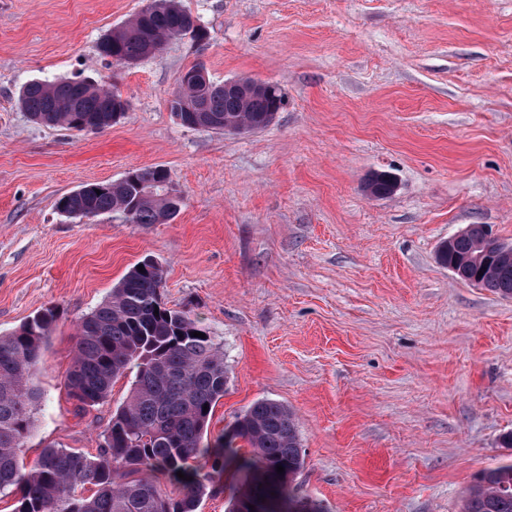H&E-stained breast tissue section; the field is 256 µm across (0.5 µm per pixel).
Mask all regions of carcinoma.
I'll list each match as a JSON object with an SVG mask.
<instances>
[{"instance_id":"1","label":"carcinoma","mask_w":512,"mask_h":512,"mask_svg":"<svg viewBox=\"0 0 512 512\" xmlns=\"http://www.w3.org/2000/svg\"><path fill=\"white\" fill-rule=\"evenodd\" d=\"M191 14L181 0H151L98 43V54L121 64L141 61L148 42L163 46L184 37ZM20 108L38 124L77 129L86 123L104 130L127 109L111 88L89 80H31L18 95ZM283 107L275 85L249 94L226 92L208 81L170 100L178 124L217 132L242 124L256 132ZM162 167L129 171L113 182L88 183L57 201L69 216L95 217L125 212L132 224H163L181 210L183 198L168 191ZM475 241L456 238L439 261L456 276L504 297H512V256H477ZM144 270H138V266ZM483 275H478V272ZM164 270L150 257L132 265L111 293L78 324V340L65 386L78 409L104 402L131 363L137 371L126 401L103 431L97 454L55 445L44 448L27 470L20 452L33 427V411L42 394L35 378L41 349L57 321L55 308L37 312L14 332L0 336V494L17 496L14 512H198L210 492L213 475L233 468L241 491L228 512H240L248 500L275 482L271 512L298 504L291 482L305 465L294 413L283 403L263 398L252 403L214 439L206 442L217 402L228 385L224 353L187 311L162 300ZM251 448L240 453L242 445ZM285 468L277 474L276 467ZM182 472L187 479L177 476ZM176 492L164 491L156 476ZM96 491L85 496L82 489ZM464 512H512V463L481 470L474 478Z\"/></svg>"}]
</instances>
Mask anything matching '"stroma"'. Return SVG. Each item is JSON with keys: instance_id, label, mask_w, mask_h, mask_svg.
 Returning a JSON list of instances; mask_svg holds the SVG:
<instances>
[{"instance_id": "1", "label": "stroma", "mask_w": 512, "mask_h": 512, "mask_svg": "<svg viewBox=\"0 0 512 512\" xmlns=\"http://www.w3.org/2000/svg\"><path fill=\"white\" fill-rule=\"evenodd\" d=\"M148 0H0V336L53 306L23 460L93 454L132 372L79 411L64 379L80 320L139 260L168 307L224 352L209 437L262 398L291 408L318 512H462L478 471L512 462V297L456 278L437 246L465 227L512 244V0H181L207 29L133 66L98 42ZM250 77L285 105L265 129L175 123L182 71ZM91 77L130 103L77 132L30 122L34 78ZM160 166L165 224L61 215L62 195ZM392 175L390 195L366 189Z\"/></svg>"}]
</instances>
